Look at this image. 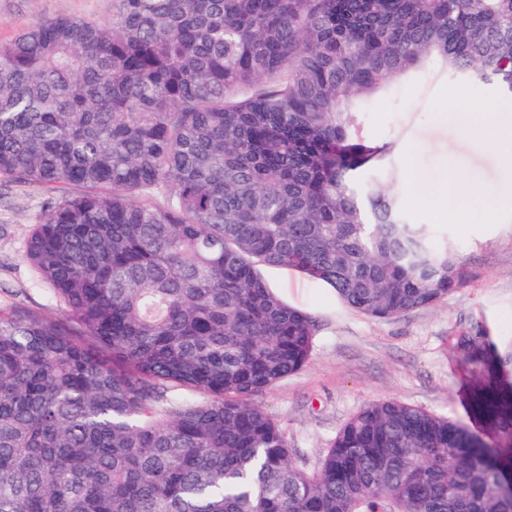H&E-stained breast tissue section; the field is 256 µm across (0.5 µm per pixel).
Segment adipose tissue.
<instances>
[{"mask_svg":"<svg viewBox=\"0 0 512 512\" xmlns=\"http://www.w3.org/2000/svg\"><path fill=\"white\" fill-rule=\"evenodd\" d=\"M469 131L484 141L494 153L512 162V113L486 112L465 120ZM472 201L484 203L487 220H494L498 210L512 206V177L504 179L494 190L476 178H458L439 181L427 194H414V207L426 209L432 221L446 220L448 215L463 219L464 205Z\"/></svg>","mask_w":512,"mask_h":512,"instance_id":"adipose-tissue-1","label":"adipose tissue"}]
</instances>
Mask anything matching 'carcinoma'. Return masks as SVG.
Listing matches in <instances>:
<instances>
[{
    "instance_id": "carcinoma-1",
    "label": "carcinoma",
    "mask_w": 512,
    "mask_h": 512,
    "mask_svg": "<svg viewBox=\"0 0 512 512\" xmlns=\"http://www.w3.org/2000/svg\"><path fill=\"white\" fill-rule=\"evenodd\" d=\"M429 69L512 95V0H112L0 45V175L81 188L26 246L61 318L0 312V512H512L492 344L460 341L489 440L375 403L308 472L255 401L315 336L259 267L378 319L466 285L358 182L392 148L363 114Z\"/></svg>"
}]
</instances>
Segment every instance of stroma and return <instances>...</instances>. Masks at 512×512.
<instances>
[{
  "mask_svg": "<svg viewBox=\"0 0 512 512\" xmlns=\"http://www.w3.org/2000/svg\"><path fill=\"white\" fill-rule=\"evenodd\" d=\"M111 12V0H0V44L42 20L103 21ZM457 90L452 80L430 73L398 85L365 113L370 134L393 145L384 165L400 178L387 184L388 192L408 199L413 170L427 183L445 173L493 188L512 167L461 127L470 113L512 111V98L479 82L467 86L465 98H457ZM77 192L74 186L37 188L0 176V310L21 303L58 316L50 286L25 258L26 242L47 198ZM406 214L411 223L429 226L432 246L449 248L466 276L464 288L434 306L374 319L347 307L325 284L273 266L261 269L266 282L316 327L306 366L256 398L285 430L299 467H316L339 429L369 403L397 400L466 420L471 374L461 337H489L502 358L512 357V209L489 223L481 204H469L463 226L430 221L412 207Z\"/></svg>",
  "mask_w": 512,
  "mask_h": 512,
  "instance_id": "1",
  "label": "stroma"
}]
</instances>
